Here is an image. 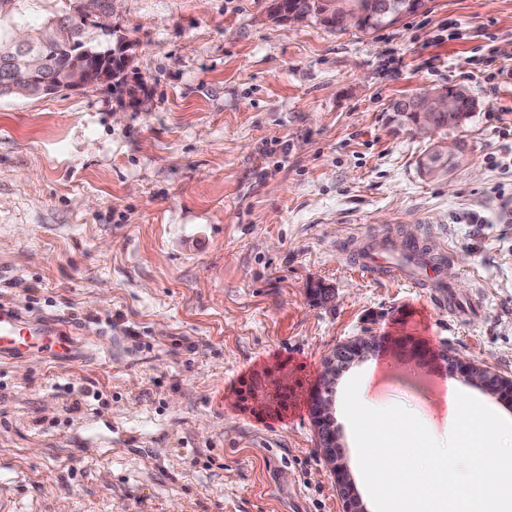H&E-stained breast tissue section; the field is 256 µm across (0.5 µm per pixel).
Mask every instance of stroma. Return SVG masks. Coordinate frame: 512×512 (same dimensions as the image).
Segmentation results:
<instances>
[{
  "label": "stroma",
  "mask_w": 512,
  "mask_h": 512,
  "mask_svg": "<svg viewBox=\"0 0 512 512\" xmlns=\"http://www.w3.org/2000/svg\"><path fill=\"white\" fill-rule=\"evenodd\" d=\"M271 0H118L141 103L104 86L0 99V301L79 328L80 362L0 363V492L14 512H343L313 404L419 408L445 436L463 356L512 379V0H427L370 33L276 21ZM495 56L499 75L483 59ZM463 85L465 160L423 177L388 109ZM431 235L448 307L351 254ZM380 345L376 336H358L336 346L323 360L313 411L319 438V454L325 465L335 474L342 473L344 467L340 464V446L331 419L333 389L343 370L374 354Z\"/></svg>",
  "instance_id": "obj_1"
}]
</instances>
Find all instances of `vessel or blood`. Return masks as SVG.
<instances>
[{
	"label": "vessel or blood",
	"mask_w": 512,
	"mask_h": 512,
	"mask_svg": "<svg viewBox=\"0 0 512 512\" xmlns=\"http://www.w3.org/2000/svg\"><path fill=\"white\" fill-rule=\"evenodd\" d=\"M444 260L431 240L408 245L403 257L391 250L376 251L359 257V271L372 276H396L418 288H438V271ZM33 357L79 359L80 347L71 332L58 322L33 317L17 304L0 302V360L12 362Z\"/></svg>",
	"instance_id": "vessel-or-blood-1"
}]
</instances>
